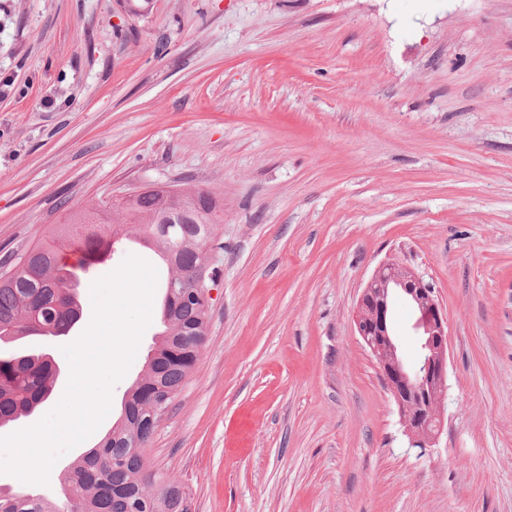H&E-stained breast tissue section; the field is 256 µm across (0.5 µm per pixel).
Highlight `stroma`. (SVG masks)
<instances>
[{
  "instance_id": "1",
  "label": "stroma",
  "mask_w": 512,
  "mask_h": 512,
  "mask_svg": "<svg viewBox=\"0 0 512 512\" xmlns=\"http://www.w3.org/2000/svg\"><path fill=\"white\" fill-rule=\"evenodd\" d=\"M0 268L148 185L224 203L210 321L145 451L188 512H512V0H0ZM399 262L448 316L434 446L356 332ZM151 322L119 418L161 330ZM417 314L390 327L415 363Z\"/></svg>"
}]
</instances>
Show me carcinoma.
<instances>
[{"label": "carcinoma", "mask_w": 512, "mask_h": 512, "mask_svg": "<svg viewBox=\"0 0 512 512\" xmlns=\"http://www.w3.org/2000/svg\"><path fill=\"white\" fill-rule=\"evenodd\" d=\"M159 196L148 190L131 202L118 206L111 201L72 218V224L90 228V234L112 240L141 232L169 272L162 330L144 373L126 393L119 421L62 476L72 512H187L177 485L169 482L153 493L158 476L148 469L139 447L146 446L153 434V405L169 407L202 356L208 304L183 288L181 278L207 268L205 248L214 225L224 223V206L210 193L198 191L196 208L184 218L175 208L163 210ZM84 236L61 228L0 272V329H16L14 336L0 335V347L28 336L68 335L81 302L66 259ZM62 358V353L0 350V427L29 415L52 394ZM0 512L58 510L41 497L0 489Z\"/></svg>", "instance_id": "1"}]
</instances>
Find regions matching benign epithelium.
Here are the masks:
<instances>
[{
	"instance_id": "7a95c632",
	"label": "benign epithelium",
	"mask_w": 512,
	"mask_h": 512,
	"mask_svg": "<svg viewBox=\"0 0 512 512\" xmlns=\"http://www.w3.org/2000/svg\"><path fill=\"white\" fill-rule=\"evenodd\" d=\"M394 284L418 305V329L422 330L423 364L410 369L398 359L388 330V306L375 302L368 291L379 284ZM355 326L358 336L378 363L386 386L398 405L400 422L414 444L436 442L440 428L439 405L448 367V317L434 291L413 270L385 262L373 273L357 302Z\"/></svg>"
}]
</instances>
